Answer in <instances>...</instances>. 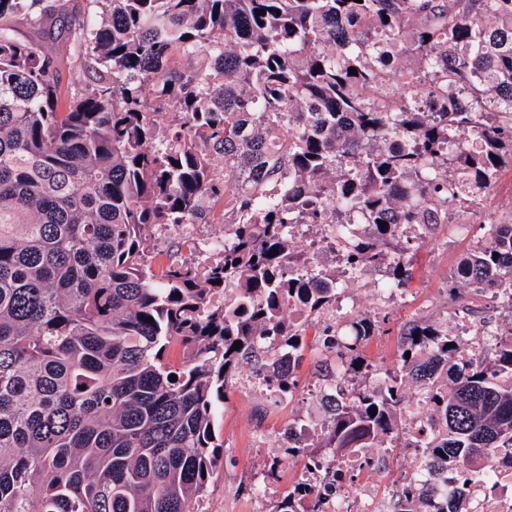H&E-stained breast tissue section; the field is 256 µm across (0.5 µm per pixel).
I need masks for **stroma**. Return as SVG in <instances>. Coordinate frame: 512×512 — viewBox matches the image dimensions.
Listing matches in <instances>:
<instances>
[{
    "mask_svg": "<svg viewBox=\"0 0 512 512\" xmlns=\"http://www.w3.org/2000/svg\"><path fill=\"white\" fill-rule=\"evenodd\" d=\"M20 39L41 43L58 60L59 95L69 99L79 60L73 55L64 31L44 34L28 26L25 20L14 23ZM201 208L212 220L194 227L197 249L187 252L176 248L174 241L150 236L148 252L154 268L172 262L202 264L214 260L210 241L223 238V202L205 197ZM481 232L475 224H439L434 227L414 253L412 280L405 297L382 294L381 286L390 280L392 270L383 265L345 278L343 295L346 307L385 316L379 334L364 346L363 355L373 365L395 369L399 334L408 321L423 318L457 329L458 319L449 316L451 302L448 282L459 260L474 249ZM326 365V351L319 337L307 334L296 374L297 388L289 397L259 390L251 381L253 359L241 360L223 406L216 415V426L223 446L222 463L207 490L204 502L189 501L186 512H268L272 502L304 482L308 474L302 463H285L289 421L304 419L312 433L321 434L328 418L322 400L321 379ZM386 457L388 476L360 474L340 490L342 503L352 512H379L388 501L399 477L413 473L420 464L413 449L393 448ZM281 459L272 467L273 459Z\"/></svg>",
    "mask_w": 512,
    "mask_h": 512,
    "instance_id": "35a3bbf8",
    "label": "stroma"
}]
</instances>
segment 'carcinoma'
I'll list each match as a JSON object with an SVG mask.
<instances>
[{
    "mask_svg": "<svg viewBox=\"0 0 512 512\" xmlns=\"http://www.w3.org/2000/svg\"><path fill=\"white\" fill-rule=\"evenodd\" d=\"M40 2L0 0V512H186L219 465L239 361L271 356L256 374L291 395L302 337L343 291L292 251L294 226L334 225L347 269L391 266L394 293L411 277L400 229L482 216L512 168V0H93L99 21L71 30L92 79L64 107L54 60L11 26L53 24ZM392 77L399 94L369 95ZM145 88L175 114L154 146ZM473 130L479 149L448 150ZM204 196L228 216L218 258L154 272L149 232L207 222ZM455 277L512 309V222H489ZM384 321L324 327L341 366L326 434L294 420L286 448L323 478L270 512H328L340 480L385 468L374 448L421 458L384 512H466L512 485V337L488 327L473 355L413 319L370 387L362 349Z\"/></svg>",
    "mask_w": 512,
    "mask_h": 512,
    "instance_id": "1",
    "label": "carcinoma"
}]
</instances>
